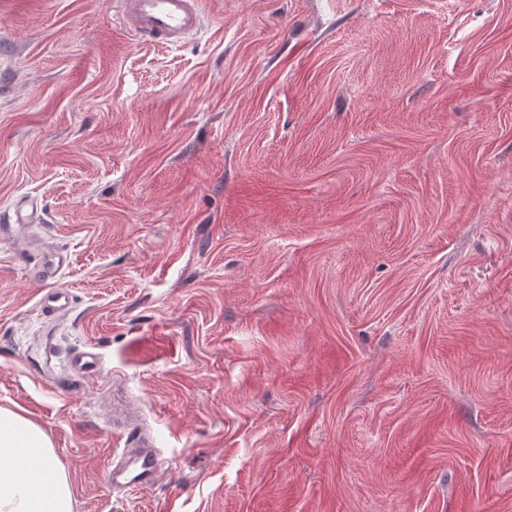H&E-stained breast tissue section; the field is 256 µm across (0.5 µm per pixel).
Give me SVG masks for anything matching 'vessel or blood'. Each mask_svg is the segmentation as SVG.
I'll list each match as a JSON object with an SVG mask.
<instances>
[{
    "label": "vessel or blood",
    "instance_id": "1",
    "mask_svg": "<svg viewBox=\"0 0 512 512\" xmlns=\"http://www.w3.org/2000/svg\"><path fill=\"white\" fill-rule=\"evenodd\" d=\"M126 17L136 37L177 45L197 34L202 11L200 0H125ZM72 305L70 292L51 288L44 293L39 306L43 313L57 316ZM160 466L158 452L145 442H134L112 463L108 481L112 487L149 484Z\"/></svg>",
    "mask_w": 512,
    "mask_h": 512
}]
</instances>
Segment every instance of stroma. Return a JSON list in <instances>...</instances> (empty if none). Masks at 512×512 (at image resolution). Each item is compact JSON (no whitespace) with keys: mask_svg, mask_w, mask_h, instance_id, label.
Returning a JSON list of instances; mask_svg holds the SVG:
<instances>
[{"mask_svg":"<svg viewBox=\"0 0 512 512\" xmlns=\"http://www.w3.org/2000/svg\"><path fill=\"white\" fill-rule=\"evenodd\" d=\"M201 8L0 0V406L74 512H512V0ZM126 17L136 37L177 45L197 34L200 0H125ZM38 303L44 314L56 317L70 309L72 296L65 288H49ZM108 481L115 488L130 485H147L159 466V453L149 443L134 440L130 448H124L118 459L112 461Z\"/></svg>","mask_w":512,"mask_h":512,"instance_id":"stroma-1","label":"stroma"}]
</instances>
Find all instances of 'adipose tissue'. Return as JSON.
<instances>
[{
	"label": "adipose tissue",
	"instance_id": "obj_1",
	"mask_svg": "<svg viewBox=\"0 0 512 512\" xmlns=\"http://www.w3.org/2000/svg\"><path fill=\"white\" fill-rule=\"evenodd\" d=\"M74 493L42 428L0 407V512H73Z\"/></svg>",
	"mask_w": 512,
	"mask_h": 512
}]
</instances>
